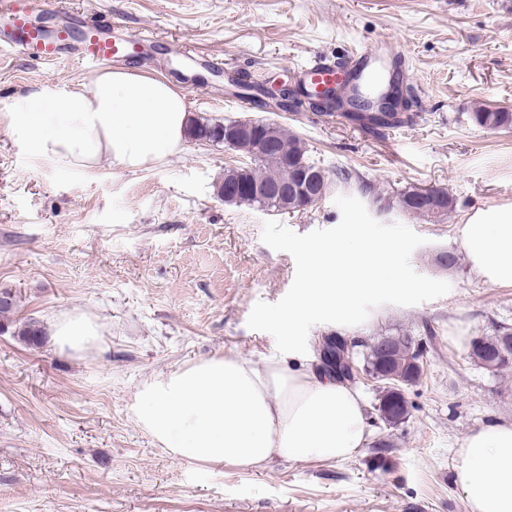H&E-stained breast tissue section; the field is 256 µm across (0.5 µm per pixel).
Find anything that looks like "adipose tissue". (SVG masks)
I'll return each mask as SVG.
<instances>
[{"label":"adipose tissue","mask_w":512,"mask_h":512,"mask_svg":"<svg viewBox=\"0 0 512 512\" xmlns=\"http://www.w3.org/2000/svg\"><path fill=\"white\" fill-rule=\"evenodd\" d=\"M32 153L81 172L101 161L137 171L181 152L189 119L185 92L135 68H105L88 87L48 96L33 89L12 115ZM472 271L512 285V208L479 214L461 229ZM101 330L83 312L61 316L52 336L77 354ZM137 420L180 460L243 471L272 460L343 462L370 431L361 390L321 373L213 356L146 383ZM456 478L469 512H512V423L491 419L456 451Z\"/></svg>","instance_id":"ef3b65f1"}]
</instances>
